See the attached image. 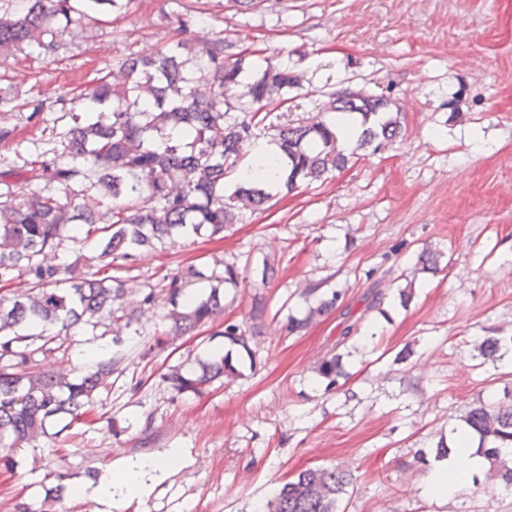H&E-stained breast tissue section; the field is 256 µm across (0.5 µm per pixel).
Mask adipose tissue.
I'll list each match as a JSON object with an SVG mask.
<instances>
[{
	"label": "adipose tissue",
	"instance_id": "ef3b65f1",
	"mask_svg": "<svg viewBox=\"0 0 512 512\" xmlns=\"http://www.w3.org/2000/svg\"><path fill=\"white\" fill-rule=\"evenodd\" d=\"M179 459L178 449H170L166 459L149 455L138 457L122 468L104 477L93 487L74 486L75 498L94 497L103 503L119 498L127 502L143 501L153 483L162 481L170 466ZM483 463L474 449H461L456 455L435 462L430 475L429 488L433 497L445 499L454 496L468 482L473 471Z\"/></svg>",
	"mask_w": 512,
	"mask_h": 512
}]
</instances>
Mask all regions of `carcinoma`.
<instances>
[{
    "mask_svg": "<svg viewBox=\"0 0 512 512\" xmlns=\"http://www.w3.org/2000/svg\"><path fill=\"white\" fill-rule=\"evenodd\" d=\"M131 0H0V58L28 47L47 58L57 54L64 33L98 24V15L121 10ZM173 13L182 35L174 44L131 53L112 64L76 107L52 119L51 137L35 145L20 164L0 165V447L32 448L57 426L58 436L83 416L95 393L112 387L129 349L122 333L142 317L164 309L165 329L143 341L150 356L164 337L214 324L224 313V285L249 279L251 261L240 267L222 259L190 265L140 282L129 275L143 252L181 241L224 239V231L247 212L266 210L273 187L245 181L255 163L252 147L268 137L280 150L290 191L315 182L350 161L338 147L336 122L327 112L358 113L362 131L356 149L376 154L406 134L399 112L383 95L343 92L311 117L288 118V89L300 77L266 63L253 77L245 56L265 60L263 50L232 51L224 31L195 33L208 21L199 0ZM18 91L0 87V112L15 110ZM97 254H85L89 243ZM70 256L62 264L59 257ZM282 259L265 256L256 268L249 320L226 322L214 332L252 356L262 336L267 300L258 289L272 283ZM25 281L28 291L11 289ZM345 291L321 294L303 318L288 316L290 334L306 330L336 309ZM384 293L339 334L354 339L365 314L380 308ZM110 336L111 344L85 367L73 364L77 331ZM483 361L512 355V333L490 330L477 346ZM236 372L216 351L200 370L176 369L163 381L178 393L199 394L212 381ZM319 376L336 385L349 378L343 355L322 360ZM456 447L477 445L488 460L489 478L512 488V390L504 398H477L451 430ZM352 474L337 468H307L267 502V512H340ZM62 483L43 487L40 506L20 501L14 512H52L64 498Z\"/></svg>",
    "mask_w": 512,
    "mask_h": 512,
    "instance_id": "carcinoma-1",
    "label": "carcinoma"
}]
</instances>
